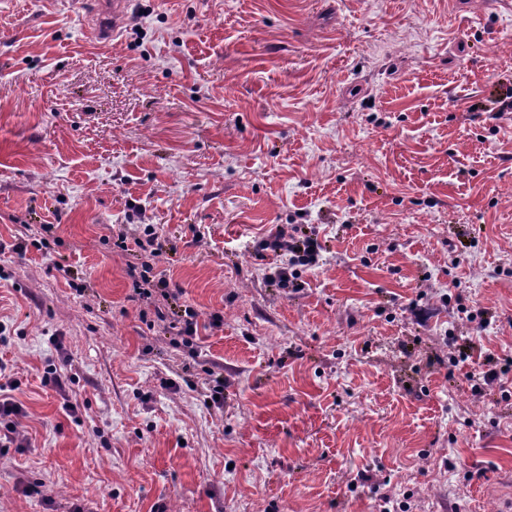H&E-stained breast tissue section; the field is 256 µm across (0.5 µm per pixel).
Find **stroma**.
<instances>
[{"label":"stroma","instance_id":"35a3bbf8","mask_svg":"<svg viewBox=\"0 0 512 512\" xmlns=\"http://www.w3.org/2000/svg\"><path fill=\"white\" fill-rule=\"evenodd\" d=\"M99 22L0 0V364L28 440L0 447V512H497L512 7L133 0L109 43ZM114 224L154 225L181 305L223 316L198 357L131 300ZM287 224L320 245L296 288L261 247ZM28 230L42 247L12 251ZM453 342L500 381L472 388Z\"/></svg>","mask_w":512,"mask_h":512}]
</instances>
